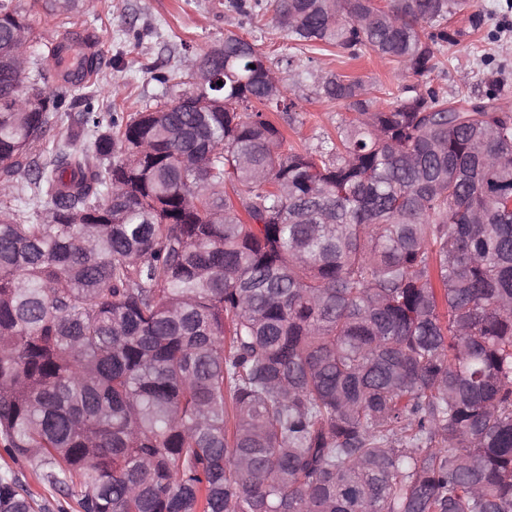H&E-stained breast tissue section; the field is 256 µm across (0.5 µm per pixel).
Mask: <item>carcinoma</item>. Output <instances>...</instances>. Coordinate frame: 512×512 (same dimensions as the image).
<instances>
[{
  "mask_svg": "<svg viewBox=\"0 0 512 512\" xmlns=\"http://www.w3.org/2000/svg\"><path fill=\"white\" fill-rule=\"evenodd\" d=\"M470 0H270L288 40L400 79ZM0 0V449L79 512H512V112L384 103L338 73L336 139L286 148L258 45L102 126ZM223 85H218L217 81ZM93 139L85 151L74 144ZM0 512H50L0 477ZM82 111L83 107H78L68 113L63 112V117L52 124L36 151L40 163L49 161L52 147L64 138L67 127L81 118Z\"/></svg>",
  "mask_w": 512,
  "mask_h": 512,
  "instance_id": "obj_1",
  "label": "carcinoma"
}]
</instances>
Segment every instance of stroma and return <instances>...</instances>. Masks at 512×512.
<instances>
[{
    "instance_id": "35a3bbf8",
    "label": "stroma",
    "mask_w": 512,
    "mask_h": 512,
    "mask_svg": "<svg viewBox=\"0 0 512 512\" xmlns=\"http://www.w3.org/2000/svg\"><path fill=\"white\" fill-rule=\"evenodd\" d=\"M16 2L29 13L41 43L80 27L90 30L97 44L98 69L89 86L94 109L104 123L112 111L128 115L153 103L161 92L154 74L181 66L188 49L222 44L230 34L255 42L289 96L295 97L294 115H269L294 149L315 147L320 138L335 134L346 113L345 107L313 94L311 82L300 77L305 69L361 80L383 99L401 92L392 65L373 53L350 58L337 56L332 49L293 47L268 5L246 13L230 7L228 0H88L71 13L50 15L42 0ZM474 5L483 16L479 28L469 30L467 17H457L456 24L466 28V35L457 44L440 48L435 69L419 77V87L447 100L493 96L500 105L512 107V0H474ZM7 472L18 475L39 501L59 502L67 512H78L74 499L40 481L34 464L0 455V475Z\"/></svg>"
}]
</instances>
